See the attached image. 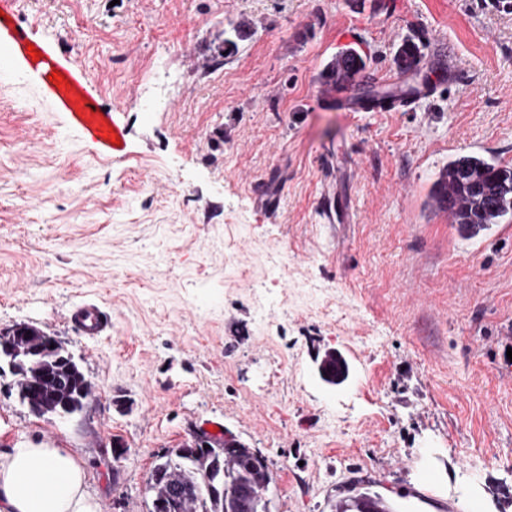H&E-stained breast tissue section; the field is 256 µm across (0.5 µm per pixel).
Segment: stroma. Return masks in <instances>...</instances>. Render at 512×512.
<instances>
[{"mask_svg":"<svg viewBox=\"0 0 512 512\" xmlns=\"http://www.w3.org/2000/svg\"><path fill=\"white\" fill-rule=\"evenodd\" d=\"M20 4L126 135L105 157L0 43V329L46 330L94 386L39 417L0 373V453L68 449L101 512H149L157 457L216 423L266 458L272 512L368 481L403 512H512V236L471 242L427 202L457 155L512 164V0ZM406 39L463 79L424 72L408 112L318 105L328 60L386 74ZM85 300L108 335L69 321ZM251 35L252 30L247 22L229 23L224 28V41L217 47V54L213 56V62L216 65L222 64L223 60L221 59L231 55L238 49L239 43L246 41ZM337 356L336 352L326 354L318 367L321 380L334 386L342 384L348 377V373H345V363L336 358ZM336 363L341 365L339 371H336Z\"/></svg>","mask_w":512,"mask_h":512,"instance_id":"obj_1","label":"stroma"}]
</instances>
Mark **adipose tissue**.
Listing matches in <instances>:
<instances>
[{"label":"adipose tissue","instance_id":"ef3b65f1","mask_svg":"<svg viewBox=\"0 0 512 512\" xmlns=\"http://www.w3.org/2000/svg\"><path fill=\"white\" fill-rule=\"evenodd\" d=\"M0 512H99V505L68 449L17 446L0 454Z\"/></svg>","mask_w":512,"mask_h":512}]
</instances>
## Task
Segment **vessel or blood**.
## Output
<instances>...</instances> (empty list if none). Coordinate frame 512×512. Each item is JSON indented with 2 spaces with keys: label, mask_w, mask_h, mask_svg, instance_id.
<instances>
[{
  "label": "vessel or blood",
  "mask_w": 512,
  "mask_h": 512,
  "mask_svg": "<svg viewBox=\"0 0 512 512\" xmlns=\"http://www.w3.org/2000/svg\"><path fill=\"white\" fill-rule=\"evenodd\" d=\"M0 39L9 43L13 55L27 59L30 72L39 78L57 110L66 113L71 124L87 140L95 143L105 154L119 155L121 148L116 140L123 137L124 132L111 111L100 104L85 75L47 50L42 51L40 59H31L28 46L33 37L29 29L16 20V0H0ZM430 68L446 73L452 82L460 76L453 57L441 54L423 56L410 66L394 68L391 78L401 85L412 75ZM55 71L66 76V84L59 86L51 81L50 76ZM432 92V87L424 83L417 84L411 92L399 88L392 100L381 104L380 109L384 112H405ZM316 98L320 104L339 112H365L369 109L368 104L360 98L357 87L341 81L319 84ZM70 320L82 335L90 338L105 335L110 326L108 314L93 302L73 308Z\"/></svg>",
  "instance_id": "b4317fda"
}]
</instances>
